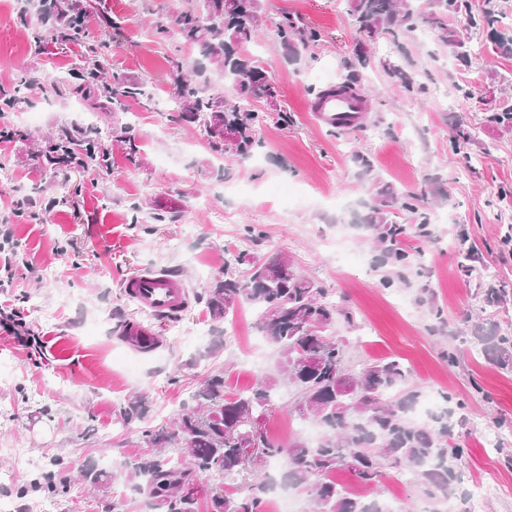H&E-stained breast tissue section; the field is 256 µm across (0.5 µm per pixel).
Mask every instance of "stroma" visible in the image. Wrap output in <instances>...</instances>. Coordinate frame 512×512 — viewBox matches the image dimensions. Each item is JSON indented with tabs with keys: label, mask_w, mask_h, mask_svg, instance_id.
Instances as JSON below:
<instances>
[{
	"label": "stroma",
	"mask_w": 512,
	"mask_h": 512,
	"mask_svg": "<svg viewBox=\"0 0 512 512\" xmlns=\"http://www.w3.org/2000/svg\"><path fill=\"white\" fill-rule=\"evenodd\" d=\"M271 23L255 50L274 76L287 121L267 117L257 131L260 146L246 160L213 156L198 128L162 110L169 60L181 56L195 65L197 52L174 35L156 31L182 0H102L106 11L123 17L112 42V63L134 79L151 80L155 101L131 105L121 122L132 125L142 144L141 166L112 151V172H47L36 160L35 136L61 134L72 124L107 129L109 116L91 112L78 99L33 92L31 102L1 122L17 130L0 142V226L8 224L20 243L13 279L0 272V301L18 299L25 312L29 344L0 337V449L12 448L37 460L31 470H14L0 456V497L14 512H156L143 495L121 480L88 490L79 470L103 468L106 460H128L147 452L145 423L158 421L191 403L206 375L223 370L227 390H248L274 372L279 354L256 328V314L243 307L226 320L207 312L206 291L224 268L226 253L245 250L260 257L283 252L307 275L343 299L355 321L337 320L333 335L346 342L350 365L360 368L388 356L402 358L419 394L467 395L468 420H502L512 445V370L474 356L465 323L478 311L487 323L512 324V303H486L475 280L458 266L462 243L476 245V268L485 281L512 290V130L483 121L504 94L512 93V58H495V79L480 61L465 63L438 36L410 35L391 41L364 39L349 13V0H263ZM16 0H0V82L23 71L68 77L78 46L35 54L17 20ZM320 30L321 45L290 62L275 35L282 15ZM402 67L428 87L407 91L389 77L388 64ZM355 72L370 107L363 125L339 130L318 123L309 105L316 91ZM448 87L447 100L435 97ZM472 87L464 97L462 87ZM469 135L468 159L453 150ZM368 155L365 175L355 159ZM395 191L425 193L430 235L407 238L424 260L405 267L383 264L364 224L373 178ZM33 197L44 211L38 221L14 214L15 200ZM174 207L178 222L146 233L130 226L132 204ZM263 235L249 238L247 225ZM165 272L181 278L188 306L161 318L140 310L123 292L134 274ZM442 308L443 336L430 330L432 308ZM135 320L159 340L153 352L135 350L124 338V323ZM461 341L468 355L449 365L442 355L447 337ZM144 396L145 421L122 425L114 411L125 399ZM292 390L279 388L276 407L262 422L275 440L308 439L290 412ZM465 482H485L489 492L479 512H512V466L480 436L466 440ZM58 460L67 489L51 494L40 482L49 460ZM372 497L392 502L396 512H433L429 487L419 480L399 482L387 470Z\"/></svg>",
	"instance_id": "stroma-1"
}]
</instances>
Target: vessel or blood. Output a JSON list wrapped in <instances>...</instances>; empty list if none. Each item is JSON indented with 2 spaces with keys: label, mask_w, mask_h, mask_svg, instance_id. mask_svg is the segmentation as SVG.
<instances>
[{
  "label": "vessel or blood",
  "mask_w": 512,
  "mask_h": 512,
  "mask_svg": "<svg viewBox=\"0 0 512 512\" xmlns=\"http://www.w3.org/2000/svg\"><path fill=\"white\" fill-rule=\"evenodd\" d=\"M366 108L364 97L328 92L312 105L316 119L336 129L356 127ZM124 293L138 305L155 315L168 317L182 311L186 305L187 289L177 277L168 273L136 275L123 283Z\"/></svg>",
  "instance_id": "1"
}]
</instances>
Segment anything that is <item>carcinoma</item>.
I'll list each match as a JSON object with an SVG mask.
<instances>
[{"mask_svg":"<svg viewBox=\"0 0 512 512\" xmlns=\"http://www.w3.org/2000/svg\"><path fill=\"white\" fill-rule=\"evenodd\" d=\"M39 2L47 7L53 25H28L35 54L46 53L50 44L73 43L80 48V82L70 86L73 96L93 112L114 116L127 111L131 102L150 106L152 85L112 67V36L120 31L122 19L99 10L96 0ZM185 2L187 6L159 25L158 33L172 32L183 44L198 48L205 63L190 69L179 58L170 60L173 111L181 121L201 128L210 152L226 156L224 134L229 133L234 137L235 156L246 159L259 145L256 131L265 121L253 102L277 106L273 77L265 63L248 50L268 21L262 0H201L200 10L192 5L193 0ZM430 5L432 10L424 12L417 0L349 3L358 31L369 40L384 34L396 42L428 25L439 30L441 40L469 62L471 32L487 27L489 53L512 55V36L495 28V23L512 12V0H483L479 8L473 7L472 0H430ZM93 13L99 27L95 36L84 25ZM450 21L455 27H448ZM275 34L288 59L295 62L301 50L316 46L322 38L319 30L289 15L275 23ZM35 89L45 90V83L30 73L8 86L0 84V115L28 102V93ZM485 119L512 128V95H504L496 111ZM114 145L131 164L140 162L132 127L115 121L109 146L98 128L87 127L76 136L42 138L38 157L49 167L63 163L76 171L95 167L107 174L112 169ZM375 185L366 224L381 246V261L409 265L414 254L403 249L401 242L408 227L390 222L389 217L411 214L417 220L418 234L428 237L425 196L397 194L379 178ZM282 261L292 266V273L276 275L245 251L232 254L224 259V273L214 280L206 297L207 312L215 321L226 319L243 305L257 311L259 330L280 352L276 373L233 394L225 391L223 374L207 375L194 394V405L144 430L150 451L137 456L120 475L153 506L165 508L174 502L176 512H266L263 490L268 477L249 471L255 455L285 460L283 484L306 492L313 512H380L374 500L336 483L332 474L339 469L350 470L358 484L372 487L381 482L385 468L407 467L435 492L451 498L448 486L457 481L460 466L467 460V449L448 446L452 426L442 414L431 425L410 419L417 393L410 389V372L398 358L350 369L344 341L332 334L322 337L317 328L332 325L338 316L352 324V313L332 302L329 289L304 275L290 256L282 255ZM473 339L486 360L500 368L512 367L511 326L477 325ZM281 384L295 387V403H305L308 420L323 426L326 436L312 446L300 440H273L260 430L252 438V447H244L240 433L248 421H257L272 409ZM145 410V399L139 396L118 410V418L124 423L141 420ZM194 468L224 482L249 475L251 492L235 500L219 488L203 489L182 499L181 485Z\"/></svg>","mask_w":512,"mask_h":512,"instance_id":"carcinoma-1","label":"carcinoma"}]
</instances>
